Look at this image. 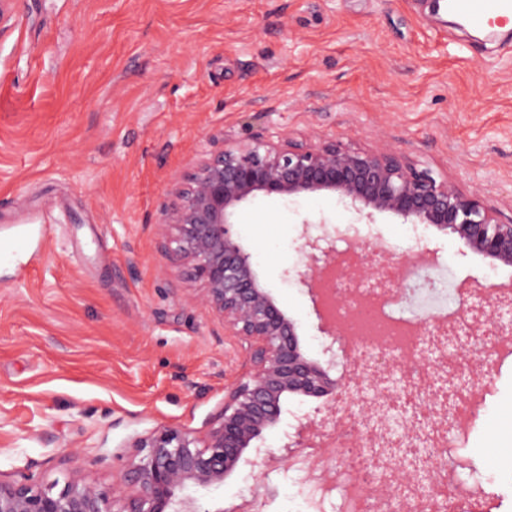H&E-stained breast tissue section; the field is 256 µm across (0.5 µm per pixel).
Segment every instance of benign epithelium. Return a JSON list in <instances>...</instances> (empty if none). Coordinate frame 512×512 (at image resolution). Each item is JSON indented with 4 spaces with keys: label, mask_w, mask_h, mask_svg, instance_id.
Listing matches in <instances>:
<instances>
[{
    "label": "benign epithelium",
    "mask_w": 512,
    "mask_h": 512,
    "mask_svg": "<svg viewBox=\"0 0 512 512\" xmlns=\"http://www.w3.org/2000/svg\"><path fill=\"white\" fill-rule=\"evenodd\" d=\"M335 194L350 203L359 219L374 223L375 214L388 213L405 224H428L456 234L463 248L493 263L512 265V221L499 218L497 209L475 192L466 193L431 170L419 168L389 145L359 148L312 134L290 135L276 142L223 143L196 169L177 181L175 201L157 225L165 258L184 267L200 283L196 297L217 317L224 331L239 338L248 369L224 396V408L212 418L204 436L163 426L134 439L120 480L109 486L79 475L64 484L44 485L29 473L8 482L0 480V512H224L203 509L195 493L217 489L230 478L241 460H291L296 449L318 453L330 440L327 424L301 421L280 455L258 445L276 428L284 402L290 396L345 397L385 382V371L375 364L366 377L353 368L341 381L309 359L302 350L298 326L276 304L257 276L252 254L234 230L239 207L259 196L293 197ZM349 242L360 256L361 280L375 281L379 293L400 295V278L408 259H395L388 247L362 233L355 224H336L317 236L303 232L298 251L302 268L285 271L308 288L321 332L330 338L326 351L348 355L340 333L328 315L335 301L332 285L349 276L348 267L336 266V240ZM466 314L483 317L489 335L512 333V301L480 293ZM409 415L406 440L391 447L402 451L398 463L413 473L404 488L416 493L425 488L426 469L420 466L419 429L430 414L421 409L412 391L392 396Z\"/></svg>",
    "instance_id": "1"
}]
</instances>
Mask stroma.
Here are the masks:
<instances>
[{
  "mask_svg": "<svg viewBox=\"0 0 512 512\" xmlns=\"http://www.w3.org/2000/svg\"><path fill=\"white\" fill-rule=\"evenodd\" d=\"M314 134L384 142L479 193L512 219V40L450 24L432 0H12L0 33V479H116L136 437L162 426L205 434L246 372L237 337L168 266L156 226L176 180L223 143ZM260 282L330 357L298 267L302 230L353 224L336 196L259 198L236 215ZM396 257L430 251L420 275L446 299L411 296L406 318L457 310L461 289L496 291L512 265L462 254L456 235L390 214L371 226ZM466 431L432 423L451 448L444 493L460 512H512V355L481 366ZM334 413L336 437L365 430L358 407L293 396L264 435L280 449L298 418ZM272 494L267 512H314L292 465L241 462L208 512Z\"/></svg>",
  "mask_w": 512,
  "mask_h": 512,
  "instance_id": "stroma-1",
  "label": "stroma"
}]
</instances>
